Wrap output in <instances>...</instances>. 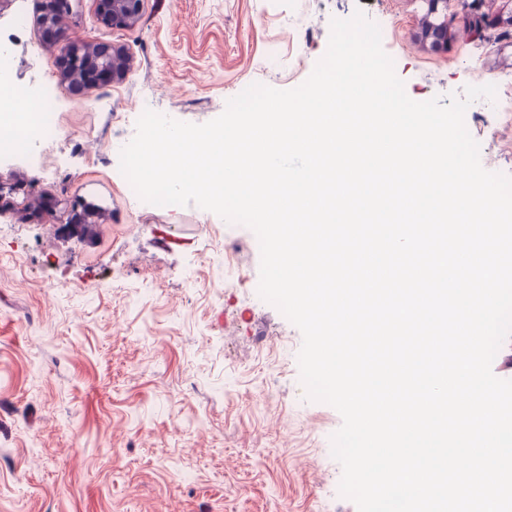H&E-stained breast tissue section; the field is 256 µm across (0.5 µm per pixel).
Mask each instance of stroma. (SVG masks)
I'll use <instances>...</instances> for the list:
<instances>
[{"label": "stroma", "instance_id": "obj_1", "mask_svg": "<svg viewBox=\"0 0 512 512\" xmlns=\"http://www.w3.org/2000/svg\"><path fill=\"white\" fill-rule=\"evenodd\" d=\"M358 10L411 99L512 89V27L464 24L512 15V0H450L441 52L416 38L424 0H146L123 30L71 0L69 32L125 47L131 69L79 95L57 89V148L42 162L0 159V179L22 184L0 210V512H357L331 452L342 417L306 395L302 334L258 293L255 233L133 198L118 144L148 108L203 124L251 84L299 86L332 19ZM34 12L0 0V37L29 25L12 75L38 97L58 75ZM497 112L473 102L470 134L482 166L512 176ZM39 199L46 209L24 219ZM66 201L101 208L94 239L63 236Z\"/></svg>", "mask_w": 512, "mask_h": 512}]
</instances>
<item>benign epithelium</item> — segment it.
<instances>
[{"instance_id":"7a95c632","label":"benign epithelium","mask_w":512,"mask_h":512,"mask_svg":"<svg viewBox=\"0 0 512 512\" xmlns=\"http://www.w3.org/2000/svg\"><path fill=\"white\" fill-rule=\"evenodd\" d=\"M34 27L41 31L52 48L58 52V76L62 84L75 94L87 87V75L97 70L108 76V82L124 80L130 71V58L121 48L96 44L87 45L72 36L62 26V18L69 11V0H36ZM427 14L423 21L421 37L431 49L444 51L448 48V0H426ZM96 14L111 29L134 26L142 16L144 0H93ZM499 16L478 15L469 18L476 31L495 28Z\"/></svg>"}]
</instances>
